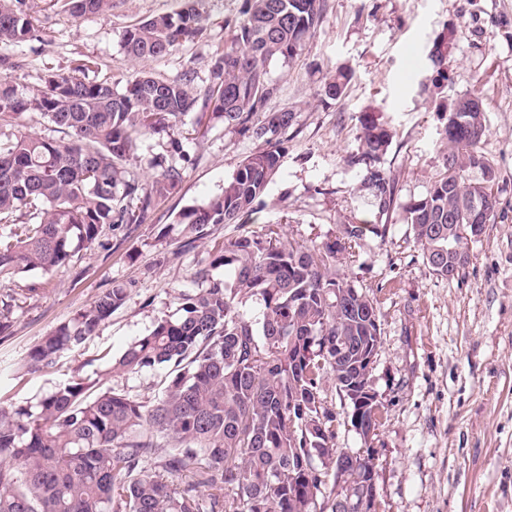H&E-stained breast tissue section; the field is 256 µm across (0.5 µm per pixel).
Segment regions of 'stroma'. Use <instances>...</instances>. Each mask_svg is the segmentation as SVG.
Wrapping results in <instances>:
<instances>
[{
  "mask_svg": "<svg viewBox=\"0 0 512 512\" xmlns=\"http://www.w3.org/2000/svg\"><path fill=\"white\" fill-rule=\"evenodd\" d=\"M244 0H211L194 40L137 63L122 46L127 26L175 11L180 0H112L99 14L78 19L35 0L40 35L19 46L0 44L16 62L14 80L43 84L48 70L68 71L84 54L99 77L123 82L144 69L174 80L191 73L198 94L210 85L214 55L230 38ZM453 32L454 49L442 92H434L428 61L434 39ZM354 77L338 101L322 96L338 68ZM278 93L269 106L296 113L284 136L285 153L263 205L242 224L216 225V241L282 227L293 242L343 237L351 217L386 225L365 233L341 256L337 270L367 291L381 322V347L372 371L382 404L381 425L364 442L348 418L333 377L323 384L336 415V447L370 448L375 458L376 512H512V0H324L321 26L299 55L272 67ZM466 94L484 98L489 135L484 150L499 173L498 215L469 242L466 268L442 279L424 264L401 210L378 214L358 153L356 117L376 112L395 128L382 166L399 200L423 194L436 173L441 115ZM195 114L183 119V181L159 200L146 223L110 234L109 249L84 252L74 266L51 275L29 272L0 281V299L14 295L11 328L0 340V403L36 401L72 375L94 390L113 388L142 401L158 393L160 370L128 375L110 360L171 314L179 294L195 291L200 269L221 279L211 243L179 247L174 220L185 207L220 194L254 140L216 125L194 133ZM127 286L124 306L56 366L16 375L12 364L77 310L112 286Z\"/></svg>",
  "mask_w": 512,
  "mask_h": 512,
  "instance_id": "obj_1",
  "label": "stroma"
}]
</instances>
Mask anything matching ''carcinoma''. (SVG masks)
<instances>
[{
	"mask_svg": "<svg viewBox=\"0 0 512 512\" xmlns=\"http://www.w3.org/2000/svg\"><path fill=\"white\" fill-rule=\"evenodd\" d=\"M73 18L99 13L109 0H44ZM205 0L127 28L122 44L145 61L193 40L206 20ZM323 0H244L230 42L216 53L201 116L260 143L206 204L179 212L181 247L190 250L217 224H237L262 205L284 151L282 135L296 113L264 111L275 96L270 66L293 60L323 20ZM31 0H0V44L39 37ZM453 32L433 41L428 55L441 90L448 79ZM0 58V279L75 262L103 247L104 230L145 223L155 203L174 194L183 169L165 155L143 180L129 168L142 134L181 149L182 117L196 110L193 76L169 80L142 70L122 90L112 79L82 80L50 70L44 86L28 90ZM352 71L341 68L324 95H345ZM39 115L60 137L3 128ZM485 103L458 98L440 132L438 173L425 192L401 203L380 163L395 131L372 112L356 116L362 183L375 191L378 211L400 208L412 240L433 275L450 279L469 263L468 239L479 202L497 219L498 170L483 150ZM478 170L472 181L468 172ZM358 220L344 242L321 245L284 239L279 226L214 246L222 280L198 273L205 286L181 293L178 312L156 320L148 334L113 362L123 373L165 368L150 403L108 389L94 393L73 375L34 404L0 406V512H336V466L347 451L327 445L336 415L324 406L322 381L331 374L344 392L366 385L369 357L381 347L373 299L336 271L338 254L365 231ZM115 285L59 324L28 353L25 367L55 364L83 344L125 303ZM254 300L259 315L243 309ZM327 349L328 356L321 355ZM341 356H336V353ZM338 362H332V359ZM375 468L371 451L356 456L347 479ZM188 473L173 486L160 478Z\"/></svg>",
	"mask_w": 512,
	"mask_h": 512,
	"instance_id": "carcinoma-1",
	"label": "carcinoma"
}]
</instances>
